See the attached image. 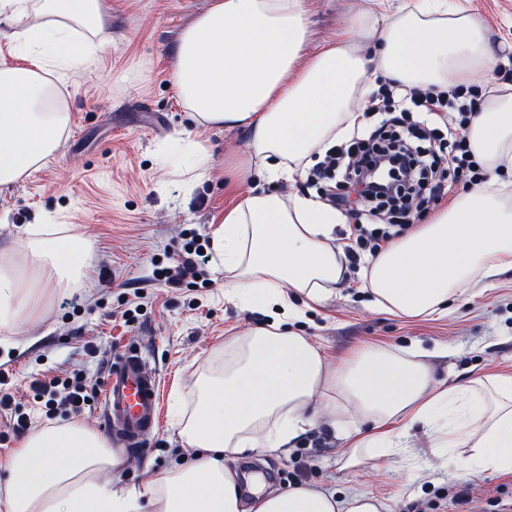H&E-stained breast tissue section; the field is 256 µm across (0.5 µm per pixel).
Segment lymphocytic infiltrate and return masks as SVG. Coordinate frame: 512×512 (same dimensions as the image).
I'll use <instances>...</instances> for the list:
<instances>
[{"mask_svg": "<svg viewBox=\"0 0 512 512\" xmlns=\"http://www.w3.org/2000/svg\"><path fill=\"white\" fill-rule=\"evenodd\" d=\"M489 94L487 87L458 84L446 90L384 84L373 94L367 107L371 121L354 129L346 143L330 147L324 159L312 168L310 183L342 179L350 195L329 192L327 200L338 210L357 212L355 247L347 248L349 267L361 262L362 253H377L382 243L399 235V224L379 226L386 202L405 198L422 207L441 201L445 191L436 174L444 161H452L453 175L473 184L481 183L477 169L459 135L470 118L479 112ZM401 174V181L380 185L375 181L376 165ZM210 255L203 244L190 240L179 248L172 265L158 268L157 275L171 288L182 287L197 277ZM46 406L60 405L80 411L87 402V389L80 379L52 378L40 382Z\"/></svg>", "mask_w": 512, "mask_h": 512, "instance_id": "1", "label": "lymphocytic infiltrate"}]
</instances>
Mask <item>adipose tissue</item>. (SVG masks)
Instances as JSON below:
<instances>
[{
  "mask_svg": "<svg viewBox=\"0 0 512 512\" xmlns=\"http://www.w3.org/2000/svg\"><path fill=\"white\" fill-rule=\"evenodd\" d=\"M353 14L335 40L307 54L306 0H211L180 33L172 79L199 132L243 129L247 152L232 166L290 180L367 117L360 103L368 70L439 90L490 73L495 57L483 30L455 0H409L379 24L376 5ZM28 18L9 33L35 69H0V186L40 169L70 126L54 89L64 68L92 60L107 22L101 0H0V12ZM471 155L487 170L512 169V93L497 96L466 130ZM344 218L297 194L248 192L213 232L224 295L265 316L229 337L192 406L176 405L173 426L192 463L153 473L142 488L117 484L104 439L72 421L30 433L0 465V512H391V500L317 485L254 489L244 503L233 462L284 448L324 411V396L351 400L362 420L338 426L345 466L394 454L416 424L432 426L435 453L460 475L512 474V373L462 384L434 381L432 351L370 347L329 368L319 347L283 329L301 318L294 297L319 304L347 272L332 236ZM90 242L68 224H34L0 250V330L29 322L48 292L88 276ZM512 270V189L491 180L457 194L427 223L390 241L367 261L364 287L385 313H447L461 286Z\"/></svg>",
  "mask_w": 512,
  "mask_h": 512,
  "instance_id": "ef3b65f1",
  "label": "adipose tissue"
}]
</instances>
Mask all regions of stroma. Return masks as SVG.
<instances>
[{"label":"stroma","mask_w":512,"mask_h":512,"mask_svg":"<svg viewBox=\"0 0 512 512\" xmlns=\"http://www.w3.org/2000/svg\"><path fill=\"white\" fill-rule=\"evenodd\" d=\"M109 17L95 62L71 74L62 91L72 121L48 163L0 187V247L30 224H70L91 241L92 281L50 296L17 334H0V367L11 377L17 412L33 428L77 420L102 431L101 391L113 357L138 343L147 367L164 382L163 421L144 455L123 458L121 484L142 486L149 474L190 458L171 424L175 399L191 400L199 374L228 336L256 326L259 315L224 297L206 268V285L167 288L157 267L190 238L209 240L211 225L244 190L224 181V164L247 148L248 134L213 129L208 179L186 184L170 164L175 144L193 128L172 81L173 48L209 0H102ZM485 29L500 65L512 61V0H461ZM366 0H308L309 50L335 39ZM301 332L330 365L370 346L447 348L434 360V379L448 385L488 371H512V270L492 284L469 286L438 319H405L376 311L362 272L348 270L323 305L308 311ZM82 377L90 400L80 412L47 418L35 380ZM431 431L416 425L400 452L346 469L343 440L316 421L287 450L262 456L265 485L275 491L316 483L337 492L366 491L393 499L395 512H467L462 495L481 512L512 504V475L467 478L429 446Z\"/></svg>","instance_id":"1"}]
</instances>
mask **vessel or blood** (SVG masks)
Listing matches in <instances>:
<instances>
[{
	"label": "vessel or blood",
	"instance_id": "1",
	"mask_svg": "<svg viewBox=\"0 0 512 512\" xmlns=\"http://www.w3.org/2000/svg\"><path fill=\"white\" fill-rule=\"evenodd\" d=\"M159 377L136 349H126L109 371L101 394L107 430L122 448H142L160 424Z\"/></svg>",
	"mask_w": 512,
	"mask_h": 512
}]
</instances>
